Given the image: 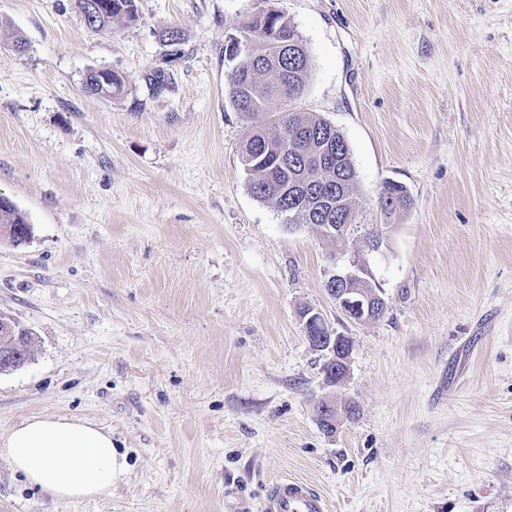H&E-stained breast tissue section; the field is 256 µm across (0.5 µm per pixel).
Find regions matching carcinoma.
Segmentation results:
<instances>
[{"label":"carcinoma","mask_w":512,"mask_h":512,"mask_svg":"<svg viewBox=\"0 0 512 512\" xmlns=\"http://www.w3.org/2000/svg\"><path fill=\"white\" fill-rule=\"evenodd\" d=\"M136 17L135 0H107L104 13L90 20L86 26L94 30H110L131 22ZM250 27L253 31L255 49L253 58L242 62L237 73L228 76V97L236 111L250 119L252 132L243 146L249 151L257 141L275 143L288 139V143L301 152L310 150L326 137L343 139L340 133L330 131L332 124L316 116L294 112L290 104L300 98L305 90L311 66L308 51L297 56L284 54V49H293L292 42L300 37L297 28L283 14L269 11ZM145 80L155 95L172 88L170 74L155 69L146 74ZM250 190L261 201H271L276 207L288 206L304 210L311 205L310 197L285 175L274 154L253 156ZM347 183V204H352L357 191V172L350 148L339 146L338 153L330 158V167L321 175L314 176L319 182ZM381 214L388 220L405 211L411 205V197L405 186L385 183L380 191ZM8 224L20 229L21 234L10 233L15 243L27 239L31 226L26 215L11 201L0 203V225Z\"/></svg>","instance_id":"cac0c4a2"}]
</instances>
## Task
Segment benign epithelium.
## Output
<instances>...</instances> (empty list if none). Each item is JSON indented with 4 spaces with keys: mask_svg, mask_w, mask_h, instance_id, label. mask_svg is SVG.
<instances>
[{
    "mask_svg": "<svg viewBox=\"0 0 512 512\" xmlns=\"http://www.w3.org/2000/svg\"><path fill=\"white\" fill-rule=\"evenodd\" d=\"M332 153V147L324 143L312 154L302 156V167L317 168L326 166V161ZM314 203L306 213L305 218L312 219L318 215L340 206V201L346 194L343 180H336V187L321 191L311 190ZM353 215L346 211L341 224H317V233L328 240L340 243L346 242L347 234L351 228ZM373 276L363 260L354 256L330 276L325 288L330 297L348 317L355 321L376 320L379 314L386 309V302L372 286ZM304 330L307 340L312 348L326 355L325 376L336 377V384H341L349 371L350 343L347 337L328 329L322 316L307 309L303 312ZM20 334L16 325L0 319V358L8 357L1 351V347L12 342ZM320 408L318 414L320 422L337 428L339 410L349 411V407H340L336 398L326 395L317 401Z\"/></svg>",
    "mask_w": 512,
    "mask_h": 512,
    "instance_id": "7a95c632",
    "label": "benign epithelium"
}]
</instances>
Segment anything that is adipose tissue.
<instances>
[{"mask_svg":"<svg viewBox=\"0 0 512 512\" xmlns=\"http://www.w3.org/2000/svg\"><path fill=\"white\" fill-rule=\"evenodd\" d=\"M26 481L64 501L111 495L125 472L110 431L75 417L25 419L0 433V456Z\"/></svg>","mask_w":512,"mask_h":512,"instance_id":"1","label":"adipose tissue"}]
</instances>
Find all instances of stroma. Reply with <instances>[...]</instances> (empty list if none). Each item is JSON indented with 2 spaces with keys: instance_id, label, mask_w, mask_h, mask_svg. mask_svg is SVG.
Instances as JSON below:
<instances>
[{
  "instance_id": "obj_1",
  "label": "stroma",
  "mask_w": 512,
  "mask_h": 512,
  "mask_svg": "<svg viewBox=\"0 0 512 512\" xmlns=\"http://www.w3.org/2000/svg\"><path fill=\"white\" fill-rule=\"evenodd\" d=\"M136 3L96 32L77 0H0V195L32 227L0 234V315L32 336L0 372V432L78 417L126 462L72 503L0 457V512H259L291 478L328 512H512V0ZM270 10L311 59L292 108L345 137L364 221L385 181L411 196L379 251L347 241L380 319L327 294L335 243L249 189L224 47ZM99 67L120 95L83 91ZM308 308L351 342L340 385ZM325 395L355 408L331 434Z\"/></svg>"
}]
</instances>
